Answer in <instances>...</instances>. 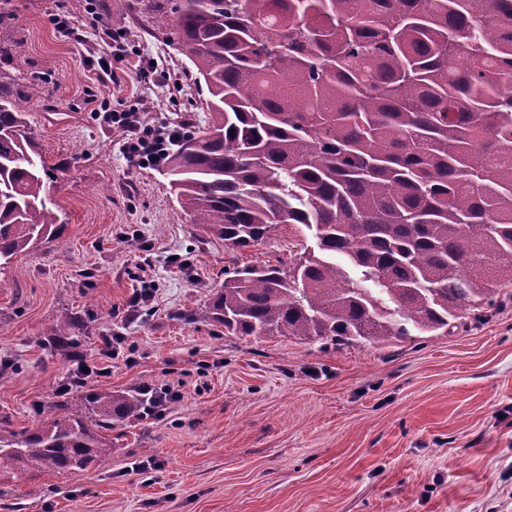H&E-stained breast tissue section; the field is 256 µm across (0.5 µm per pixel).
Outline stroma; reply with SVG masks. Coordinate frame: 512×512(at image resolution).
I'll list each match as a JSON object with an SVG mask.
<instances>
[{"label":"stroma","mask_w":512,"mask_h":512,"mask_svg":"<svg viewBox=\"0 0 512 512\" xmlns=\"http://www.w3.org/2000/svg\"><path fill=\"white\" fill-rule=\"evenodd\" d=\"M100 2L97 28L86 0H9L0 23L23 45L0 58V82L37 87L20 107L61 224L0 267V423L49 417L81 361L109 373L71 401L145 384L176 398L113 430L111 455L88 471H1L0 512H512V285L488 317L386 346L234 336L197 320L225 277L290 262L300 239L281 225L227 249L183 214L162 166L126 160L107 97L138 99L155 125L188 111L202 124L207 93L142 0ZM60 12L75 34L53 25ZM106 27L157 60L156 80L122 63L115 83L98 82L90 64L112 53ZM144 288L151 304L131 312ZM67 319L74 342L61 351L50 336ZM107 336L122 339L109 360Z\"/></svg>","instance_id":"stroma-1"}]
</instances>
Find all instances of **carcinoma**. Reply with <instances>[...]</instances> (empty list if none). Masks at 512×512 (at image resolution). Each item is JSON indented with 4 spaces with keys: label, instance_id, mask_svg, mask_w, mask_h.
<instances>
[{
    "label": "carcinoma",
    "instance_id": "obj_1",
    "mask_svg": "<svg viewBox=\"0 0 512 512\" xmlns=\"http://www.w3.org/2000/svg\"><path fill=\"white\" fill-rule=\"evenodd\" d=\"M208 97L163 160L181 210L248 249L313 232L288 267L246 266L198 313L240 336L391 344L455 328L512 283V0H148ZM0 83V266L53 240L45 161ZM140 388L0 426V471L78 473L142 420Z\"/></svg>",
    "mask_w": 512,
    "mask_h": 512
}]
</instances>
